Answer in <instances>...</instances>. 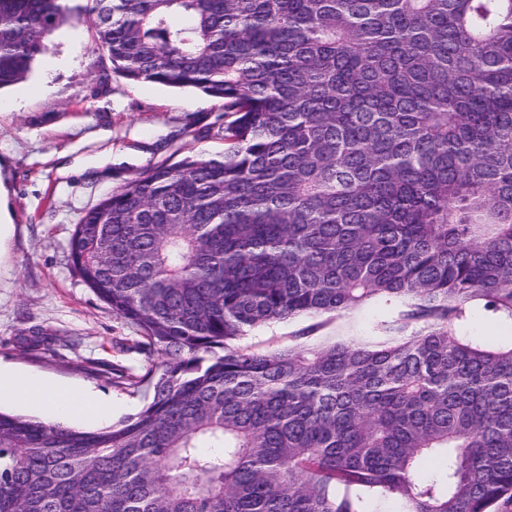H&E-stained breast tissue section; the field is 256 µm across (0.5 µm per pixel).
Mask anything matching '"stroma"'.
Listing matches in <instances>:
<instances>
[{
	"label": "stroma",
	"instance_id": "35a3bbf8",
	"mask_svg": "<svg viewBox=\"0 0 512 512\" xmlns=\"http://www.w3.org/2000/svg\"><path fill=\"white\" fill-rule=\"evenodd\" d=\"M91 26L66 24L30 76L0 92V184L13 231L0 254V366L86 388L120 421L145 402L118 373L143 372L135 329L74 274L68 241L83 213L155 165L222 152L220 104L109 72ZM39 329L46 342L27 351Z\"/></svg>",
	"mask_w": 512,
	"mask_h": 512
}]
</instances>
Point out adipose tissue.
<instances>
[{
  "mask_svg": "<svg viewBox=\"0 0 512 512\" xmlns=\"http://www.w3.org/2000/svg\"><path fill=\"white\" fill-rule=\"evenodd\" d=\"M16 400L36 411H46L64 422L107 420L111 404L90 391L37 376L0 369V401Z\"/></svg>",
  "mask_w": 512,
  "mask_h": 512,
  "instance_id": "obj_1",
  "label": "adipose tissue"
}]
</instances>
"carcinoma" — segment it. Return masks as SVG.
Masks as SVG:
<instances>
[{"mask_svg": "<svg viewBox=\"0 0 512 512\" xmlns=\"http://www.w3.org/2000/svg\"><path fill=\"white\" fill-rule=\"evenodd\" d=\"M224 151L86 211L80 281L161 357L95 430L0 411V512H498L512 500V0H86ZM74 19L0 0V90ZM370 341L324 336L365 305ZM310 322L280 346L247 342ZM439 463L426 479L418 471Z\"/></svg>", "mask_w": 512, "mask_h": 512, "instance_id": "carcinoma-1", "label": "carcinoma"}]
</instances>
